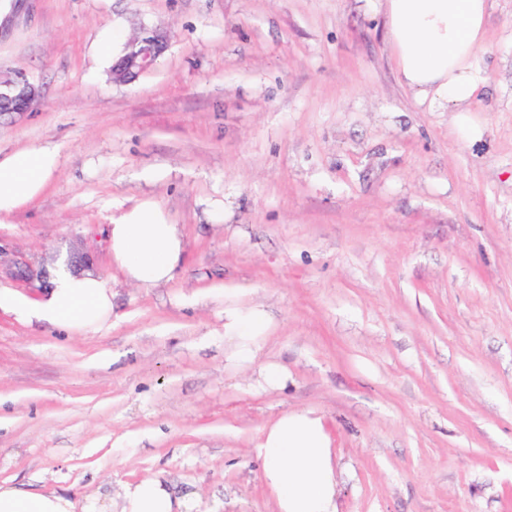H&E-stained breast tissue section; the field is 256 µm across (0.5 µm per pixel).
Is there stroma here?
<instances>
[{"instance_id": "obj_1", "label": "stroma", "mask_w": 512, "mask_h": 512, "mask_svg": "<svg viewBox=\"0 0 512 512\" xmlns=\"http://www.w3.org/2000/svg\"><path fill=\"white\" fill-rule=\"evenodd\" d=\"M381 0H11L0 71L40 97L0 115V157L59 166L0 216V283L28 299L56 258L112 283L67 334L0 311V482L96 490L164 473L209 512H275L257 456L283 413L322 419L336 512H512V0H490L474 111L419 103ZM167 32L113 82L95 52ZM154 203L176 277L125 281L106 229ZM262 307L254 363L224 309ZM288 371L260 388V366ZM166 35L157 29L142 28L125 53L112 62L113 81L129 83L151 69L166 48Z\"/></svg>"}]
</instances>
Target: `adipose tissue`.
<instances>
[{"mask_svg": "<svg viewBox=\"0 0 512 512\" xmlns=\"http://www.w3.org/2000/svg\"><path fill=\"white\" fill-rule=\"evenodd\" d=\"M391 48L402 82L433 108L468 112L486 83L475 58L483 45L489 0H383ZM51 149L23 150L0 158V214L32 201L57 167ZM114 267L141 288L173 279L185 250L179 225L168 223L145 202L108 227ZM50 288L28 300L0 285V310L27 322L70 333L95 331L112 314V286L88 272L76 275L64 263L50 270ZM270 328L262 308L224 311V341L235 360L253 361ZM263 480L277 512H336V477L321 418L306 412L281 414L263 432L258 448ZM197 494H181L163 474L121 485L117 495L94 493L76 505L63 491L31 493L0 483V512H193Z\"/></svg>", "mask_w": 512, "mask_h": 512, "instance_id": "ef3b65f1", "label": "adipose tissue"}]
</instances>
